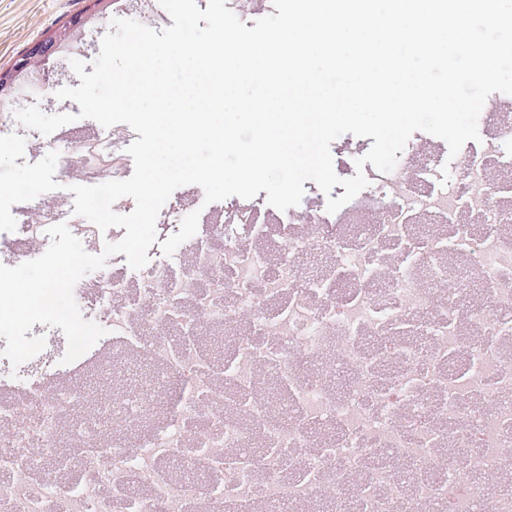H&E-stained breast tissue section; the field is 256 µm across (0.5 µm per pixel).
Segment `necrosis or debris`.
Wrapping results in <instances>:
<instances>
[{"label": "necrosis or debris", "instance_id": "1", "mask_svg": "<svg viewBox=\"0 0 512 512\" xmlns=\"http://www.w3.org/2000/svg\"><path fill=\"white\" fill-rule=\"evenodd\" d=\"M498 124L460 163L374 177L372 224L322 208L229 206L191 265L128 279L103 267L90 290L113 346L153 365L139 399H96L123 363L44 392L34 377L0 399V512H512V490L478 497L512 457V181L492 163ZM84 170L118 176L104 141L76 138ZM329 256L300 277L297 254ZM499 298L468 307L471 294ZM224 334V359L204 332ZM79 460L61 450L65 415ZM150 423L134 444L101 430Z\"/></svg>", "mask_w": 512, "mask_h": 512}]
</instances>
